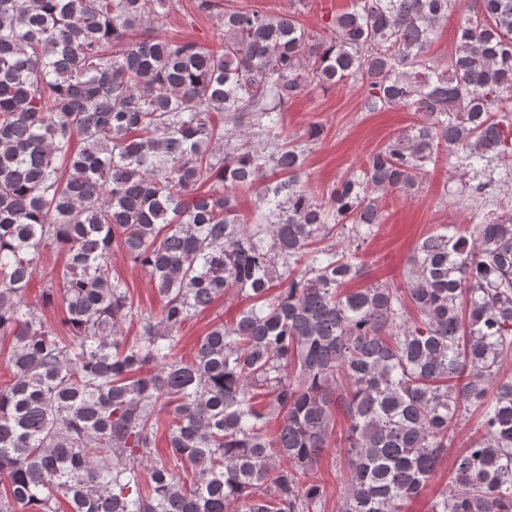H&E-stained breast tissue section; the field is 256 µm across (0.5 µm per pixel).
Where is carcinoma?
Returning <instances> with one entry per match:
<instances>
[{
    "instance_id": "carcinoma-1",
    "label": "carcinoma",
    "mask_w": 512,
    "mask_h": 512,
    "mask_svg": "<svg viewBox=\"0 0 512 512\" xmlns=\"http://www.w3.org/2000/svg\"><path fill=\"white\" fill-rule=\"evenodd\" d=\"M166 2L0 0V512H323L338 411L339 512H403L473 413L480 436L432 512H512V214L423 237L402 285L342 291L383 198L415 192L440 154L478 190L512 181V0H353L325 37L199 0L218 46L129 37ZM452 14L455 52L436 65ZM340 84L368 112L421 120L320 198L318 133L289 141L280 115ZM243 186L254 222L229 194ZM115 243L163 300L137 339ZM46 245L69 255L47 288L64 342L27 301ZM224 294L249 304L179 356L176 333ZM457 23L454 16L448 17L441 26L430 49V56L437 62H446L456 47ZM332 442L327 454L318 466L317 478L324 488V511L338 512L344 493V472L342 470V448Z\"/></svg>"
}]
</instances>
